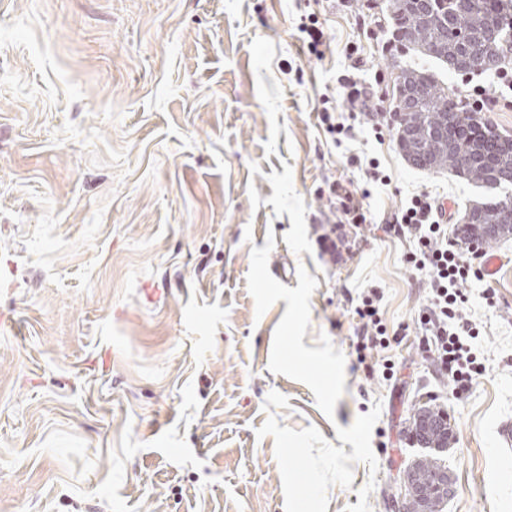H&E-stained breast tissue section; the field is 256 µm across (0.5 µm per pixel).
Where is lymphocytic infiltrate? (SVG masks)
<instances>
[{
	"label": "lymphocytic infiltrate",
	"mask_w": 512,
	"mask_h": 512,
	"mask_svg": "<svg viewBox=\"0 0 512 512\" xmlns=\"http://www.w3.org/2000/svg\"><path fill=\"white\" fill-rule=\"evenodd\" d=\"M345 54L349 64L336 78L341 92L337 95L324 94L320 115L326 133L337 143L352 135L351 126L337 122L336 115L340 112L353 117L376 114L373 129L378 134L389 126L383 98L361 75L362 59L358 46H346ZM510 89L512 69L503 67L496 71L489 85H471L462 102L472 112H499L512 107V99L506 95ZM393 221L420 231L418 248L410 260L429 277L431 297L421 317L426 326V344L433 348L439 366L448 371L456 388H466L477 373L479 364L467 342L474 331L461 314L465 296L460 286L469 277L481 276L483 267L465 260L449 244L445 210L431 193L414 194L394 215Z\"/></svg>",
	"instance_id": "obj_1"
}]
</instances>
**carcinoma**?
<instances>
[{
    "instance_id": "cac0c4a2",
    "label": "carcinoma",
    "mask_w": 512,
    "mask_h": 512,
    "mask_svg": "<svg viewBox=\"0 0 512 512\" xmlns=\"http://www.w3.org/2000/svg\"><path fill=\"white\" fill-rule=\"evenodd\" d=\"M512 0H433L430 9L423 15L401 7V0H391L390 21L393 34L400 45L432 61L442 63L452 55L456 43L461 40L473 42L476 55L465 63L461 74L487 69L483 56L487 54L506 57L512 55V37L503 41L491 38L487 33L498 27L512 31L509 9L505 2ZM403 80L411 81L419 90V122L415 134L422 138L433 128L448 119V134L443 149L435 153L428 151L416 158L413 166L421 170L450 169L456 176L483 186L488 171L499 168L512 169V151L496 148V133L490 124L475 123L461 114L459 102L448 95V86L428 69H410L402 72ZM512 205V197L487 198L471 207L489 216ZM419 481L433 492L435 512H442L444 499L441 485L447 469L437 457L424 458L415 464Z\"/></svg>"
}]
</instances>
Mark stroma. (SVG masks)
I'll return each instance as SVG.
<instances>
[{
  "mask_svg": "<svg viewBox=\"0 0 512 512\" xmlns=\"http://www.w3.org/2000/svg\"><path fill=\"white\" fill-rule=\"evenodd\" d=\"M298 3L0 0V512H394L426 402L454 424L443 512H512V236L461 286L483 370L456 390L390 218L431 192L452 235L483 190L367 117L331 141L347 44L388 92L418 58L354 25L391 34L389 0H321L310 56ZM301 19L302 22L299 26V31L303 35V42L306 43L310 54L317 58H321L323 51L320 49V47L325 43V33L323 28L320 27L314 12L310 13L308 16H305V19H308L309 23L303 21V16ZM377 294L375 291L370 290L369 294L365 295L362 298V306L357 308V314L362 320H366L363 324V329L368 333V328L374 327L376 330V335L383 336V331L380 328V323L376 318L378 314V309L376 308L375 302L377 301Z\"/></svg>",
  "mask_w": 512,
  "mask_h": 512,
  "instance_id": "stroma-1",
  "label": "stroma"
}]
</instances>
